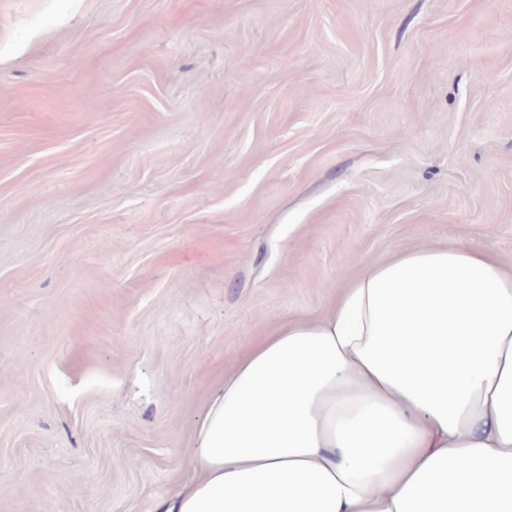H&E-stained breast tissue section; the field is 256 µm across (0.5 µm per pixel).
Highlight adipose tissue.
<instances>
[{"label":"adipose tissue","mask_w":512,"mask_h":512,"mask_svg":"<svg viewBox=\"0 0 512 512\" xmlns=\"http://www.w3.org/2000/svg\"><path fill=\"white\" fill-rule=\"evenodd\" d=\"M154 512H512V271L400 249L250 346Z\"/></svg>","instance_id":"ef3b65f1"}]
</instances>
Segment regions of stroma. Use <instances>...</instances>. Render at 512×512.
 <instances>
[{
    "label": "stroma",
    "mask_w": 512,
    "mask_h": 512,
    "mask_svg": "<svg viewBox=\"0 0 512 512\" xmlns=\"http://www.w3.org/2000/svg\"><path fill=\"white\" fill-rule=\"evenodd\" d=\"M455 241L512 266V0H0V512H154L254 342Z\"/></svg>",
    "instance_id": "35a3bbf8"
}]
</instances>
